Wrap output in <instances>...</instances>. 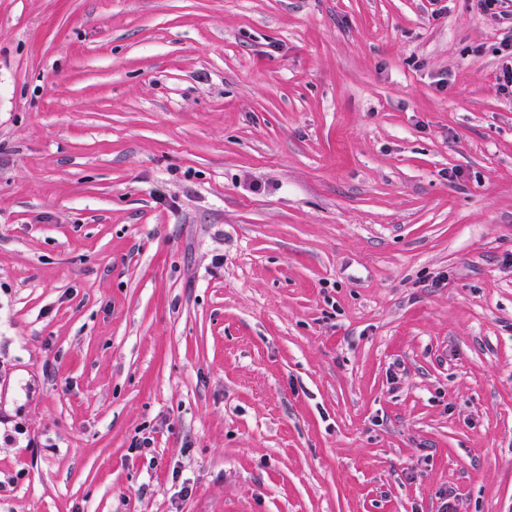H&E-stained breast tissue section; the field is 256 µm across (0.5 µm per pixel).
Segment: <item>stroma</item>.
Wrapping results in <instances>:
<instances>
[{"label":"stroma","instance_id":"obj_1","mask_svg":"<svg viewBox=\"0 0 512 512\" xmlns=\"http://www.w3.org/2000/svg\"><path fill=\"white\" fill-rule=\"evenodd\" d=\"M511 31L0 0V512H512Z\"/></svg>","mask_w":512,"mask_h":512}]
</instances>
